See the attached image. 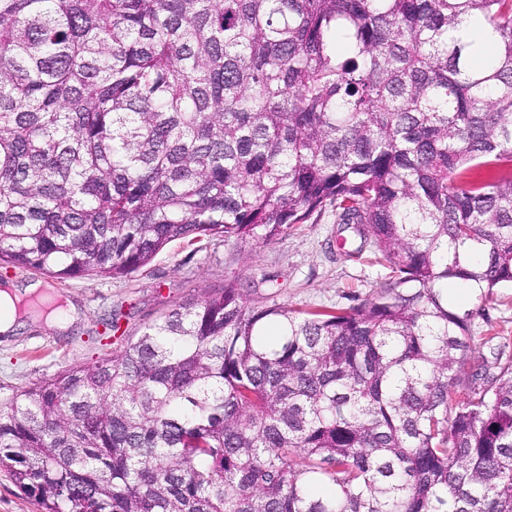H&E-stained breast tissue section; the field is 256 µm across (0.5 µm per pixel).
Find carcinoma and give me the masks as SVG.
<instances>
[{
  "label": "carcinoma",
  "mask_w": 512,
  "mask_h": 512,
  "mask_svg": "<svg viewBox=\"0 0 512 512\" xmlns=\"http://www.w3.org/2000/svg\"><path fill=\"white\" fill-rule=\"evenodd\" d=\"M511 158L512 0H0L1 262L122 277L330 207L390 269L173 307L0 397V468L42 512H512V365L466 382L448 309L512 283V170L465 177Z\"/></svg>",
  "instance_id": "carcinoma-1"
}]
</instances>
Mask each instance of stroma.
<instances>
[{
	"label": "stroma",
	"mask_w": 512,
	"mask_h": 512,
	"mask_svg": "<svg viewBox=\"0 0 512 512\" xmlns=\"http://www.w3.org/2000/svg\"><path fill=\"white\" fill-rule=\"evenodd\" d=\"M359 244L358 235L328 211L251 249L220 238L176 240L148 266L122 278L60 281L0 261V285L42 282L52 298L80 313L61 327L41 318L23 322L16 333H0V392L33 386L68 366L119 350L175 305L218 295L229 280L250 302L296 312L357 306L389 276ZM472 308V354L485 357L489 372L498 373L512 362V284Z\"/></svg>",
	"instance_id": "1"
}]
</instances>
